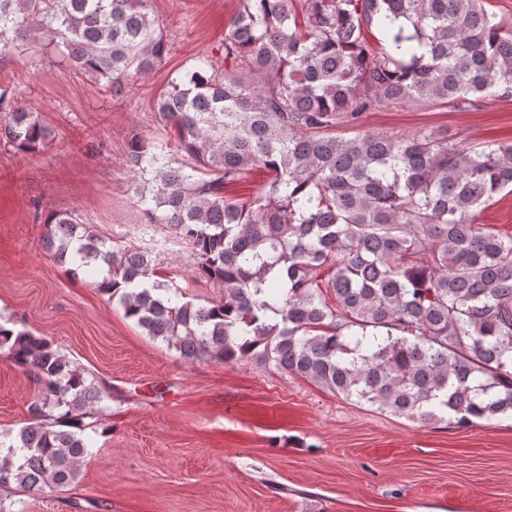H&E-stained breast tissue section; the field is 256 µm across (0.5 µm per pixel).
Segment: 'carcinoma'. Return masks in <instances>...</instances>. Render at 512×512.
<instances>
[{"label":"carcinoma","instance_id":"1","mask_svg":"<svg viewBox=\"0 0 512 512\" xmlns=\"http://www.w3.org/2000/svg\"><path fill=\"white\" fill-rule=\"evenodd\" d=\"M224 70L201 56L155 102L177 144L135 135L143 223L167 224L203 305L155 279L158 256L109 245L73 212L45 217L56 263H99L96 288L187 360H252L347 400L460 428L512 415V236L478 208L512 188V145L332 130L382 106H461L512 83V24L486 0H239ZM381 39L372 46L367 34ZM168 43L151 0H0V59L52 52L104 91L160 67ZM0 141L21 154L55 132L15 88ZM188 160L173 165L172 149ZM255 168L247 201L226 188ZM42 388L17 434H0V489L77 482L86 431L112 388L50 342L0 324V350Z\"/></svg>","mask_w":512,"mask_h":512}]
</instances>
